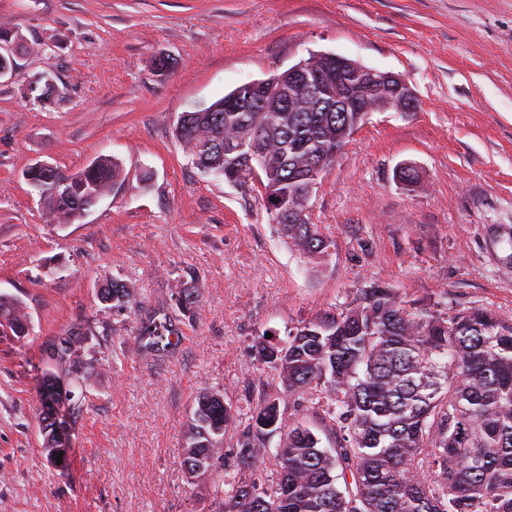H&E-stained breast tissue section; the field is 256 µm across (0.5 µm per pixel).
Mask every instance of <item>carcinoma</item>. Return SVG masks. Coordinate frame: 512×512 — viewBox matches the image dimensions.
<instances>
[{
    "label": "carcinoma",
    "mask_w": 512,
    "mask_h": 512,
    "mask_svg": "<svg viewBox=\"0 0 512 512\" xmlns=\"http://www.w3.org/2000/svg\"><path fill=\"white\" fill-rule=\"evenodd\" d=\"M240 99L181 113L178 141L202 172L258 192L269 222L295 250L321 256L326 237L302 213L300 197L364 113L336 111V99L324 92L291 104L286 96L258 101L246 90ZM120 175L110 156L76 173L36 164L25 172L59 224L80 219ZM100 300L117 310L131 304L117 282ZM0 327L17 336L27 329L19 302L3 295ZM173 334L161 322L141 339L153 350ZM80 350L63 338L51 360L71 366L81 362ZM255 352L278 374L283 395L317 402L336 443L323 448L308 426L285 424L280 398H270L256 408L252 429L279 436L275 478L266 488L226 481L224 432L234 414L223 395L202 393L181 465L229 486L222 512H512V321L484 307L412 308L373 289L352 308L298 325L283 347L264 339ZM54 380L40 392L47 410L62 396ZM44 430L55 463L59 438L50 414Z\"/></svg>",
    "instance_id": "carcinoma-1"
}]
</instances>
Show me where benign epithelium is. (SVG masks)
I'll use <instances>...</instances> for the list:
<instances>
[{
    "label": "benign epithelium",
    "mask_w": 512,
    "mask_h": 512,
    "mask_svg": "<svg viewBox=\"0 0 512 512\" xmlns=\"http://www.w3.org/2000/svg\"><path fill=\"white\" fill-rule=\"evenodd\" d=\"M321 59L336 61V83L334 87L330 88V93L335 96L339 104L345 108V111L366 112L368 114L377 111V108L368 100L359 99L355 96L353 86L348 79V72L350 71L360 76L361 85L385 91L392 109L398 112H414L417 110V95L404 77L393 72H383L369 68L332 53H314L311 58L300 61L281 75L263 80H252L248 82V85L265 96L272 94L285 96L303 88L310 89L314 86L322 90L325 82L313 68V63Z\"/></svg>",
    "instance_id": "benign-epithelium-1"
}]
</instances>
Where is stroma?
Segmentation results:
<instances>
[{"mask_svg":"<svg viewBox=\"0 0 512 512\" xmlns=\"http://www.w3.org/2000/svg\"><path fill=\"white\" fill-rule=\"evenodd\" d=\"M0 27L26 45L0 77V294L30 325L0 330V512H219L212 477L181 466L206 391L235 414L225 477L266 484L276 439L257 442L252 468L237 458L282 389L255 343L364 292L512 319V0H0ZM312 51L401 74L419 100L371 113L315 189L329 241L317 258L288 246L255 191L202 175L174 135L180 113ZM41 74L53 93L35 105L24 87ZM102 155L121 179L80 220L46 223L28 167L74 173ZM115 281L136 307L100 302ZM182 288L200 293L188 312ZM154 318L179 340L149 352L139 332ZM79 332L96 359L81 410L55 408L61 468L43 449L39 383L53 345Z\"/></svg>","mask_w":512,"mask_h":512,"instance_id":"obj_1","label":"stroma"}]
</instances>
